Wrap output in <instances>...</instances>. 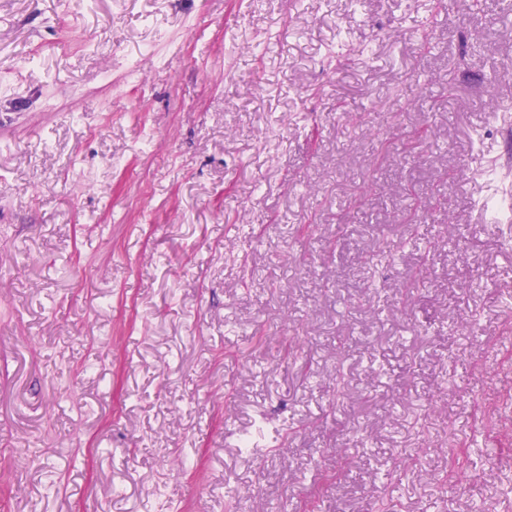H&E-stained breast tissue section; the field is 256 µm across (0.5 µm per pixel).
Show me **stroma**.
<instances>
[{"instance_id": "1", "label": "stroma", "mask_w": 512, "mask_h": 512, "mask_svg": "<svg viewBox=\"0 0 512 512\" xmlns=\"http://www.w3.org/2000/svg\"><path fill=\"white\" fill-rule=\"evenodd\" d=\"M509 102L498 0H0V512H512Z\"/></svg>"}]
</instances>
